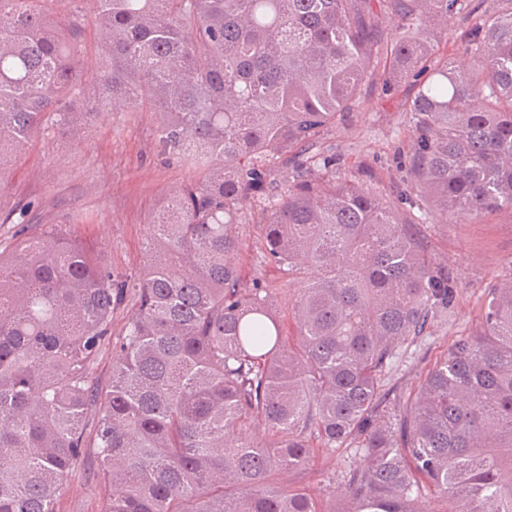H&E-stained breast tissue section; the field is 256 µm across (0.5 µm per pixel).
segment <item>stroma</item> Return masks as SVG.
<instances>
[{
    "label": "stroma",
    "mask_w": 512,
    "mask_h": 512,
    "mask_svg": "<svg viewBox=\"0 0 512 512\" xmlns=\"http://www.w3.org/2000/svg\"><path fill=\"white\" fill-rule=\"evenodd\" d=\"M410 82L388 87L367 81L353 111L318 138L316 150L334 160L337 175L358 178L362 168L375 174L371 187L393 206L401 221L416 223L433 258L447 266L454 301L447 314L431 319L423 336L406 341L393 381L413 390L420 376L459 335L475 331L488 288L512 258V212L491 217L417 224L418 211L403 200L409 177L405 167L411 132L406 102ZM66 126L48 124L0 182V206L25 209L26 224L69 226L84 248L101 256L116 274L138 273L144 261L146 226L158 206L189 179L188 171L163 151L156 118L150 112L86 111L83 95L70 103ZM260 212L239 226V261L244 287L260 282L277 298L296 295L297 283L264 261L260 253ZM355 458L351 448L322 453L314 465L289 473L316 498L341 488ZM97 461L87 457L74 470L57 512H102Z\"/></svg>",
    "instance_id": "stroma-1"
}]
</instances>
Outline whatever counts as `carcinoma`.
Listing matches in <instances>:
<instances>
[{"label": "carcinoma", "instance_id": "cac0c4a2", "mask_svg": "<svg viewBox=\"0 0 512 512\" xmlns=\"http://www.w3.org/2000/svg\"><path fill=\"white\" fill-rule=\"evenodd\" d=\"M66 2L0 0V179L47 117L68 122L84 23L60 29L51 5ZM89 2L100 59L86 109L154 113L191 177L147 224L133 280L53 225L0 248V512H56L90 453L102 512H418L427 486L454 512H512V276L401 401L398 348L453 301L448 267L367 187L371 172L320 178L330 159L302 158L366 79L412 76L420 220L512 211V0ZM455 10L475 17L466 68L433 59ZM255 205L264 257L302 284L286 302L293 344L269 289L240 287L238 227ZM336 448L359 450L339 506L270 479Z\"/></svg>", "mask_w": 512, "mask_h": 512}]
</instances>
